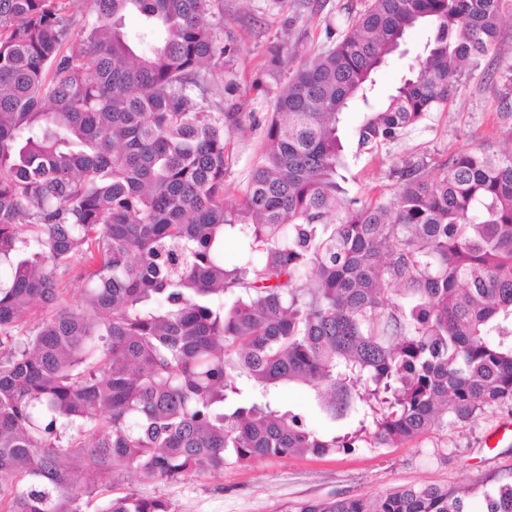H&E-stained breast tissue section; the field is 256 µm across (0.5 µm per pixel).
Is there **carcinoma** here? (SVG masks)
<instances>
[{
    "label": "carcinoma",
    "mask_w": 512,
    "mask_h": 512,
    "mask_svg": "<svg viewBox=\"0 0 512 512\" xmlns=\"http://www.w3.org/2000/svg\"><path fill=\"white\" fill-rule=\"evenodd\" d=\"M68 2L0 0V512H171L120 474L400 447L512 408V147L433 178L405 160L387 200L340 183L341 115L363 106L359 151L400 139L496 44L502 0H368L281 89L231 203L224 113L196 93L236 53L208 20L218 0H87L80 22ZM420 25L430 39L380 98L375 75ZM73 270L76 308L59 290ZM37 302L55 312L25 332ZM244 379L260 395L238 403ZM285 384L347 431L281 408ZM468 495L294 512H468ZM484 498L512 512V481Z\"/></svg>",
    "instance_id": "obj_1"
}]
</instances>
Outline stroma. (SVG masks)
Segmentation results:
<instances>
[{
	"label": "stroma",
	"instance_id": "obj_1",
	"mask_svg": "<svg viewBox=\"0 0 512 512\" xmlns=\"http://www.w3.org/2000/svg\"><path fill=\"white\" fill-rule=\"evenodd\" d=\"M367 0H223L219 31L236 45L233 74L206 76L201 97L224 112L229 164L224 186L242 197L259 161L266 123L275 98L299 62L313 58L340 35ZM430 32L411 31L408 53L395 57L377 76L386 94L407 71ZM512 62V0H503L502 24L493 49L462 81L446 109L430 114L399 141L379 153H357L353 134L362 121L360 107L341 118L349 154L343 186L348 197H390V172L403 160L426 158L430 173L448 160L480 146L490 151L512 142V118L502 119L507 93L502 72ZM512 413L496 409L398 448L361 446L325 456L267 458L248 466L228 465L188 478L145 483L127 473L124 489L166 500L171 512H290L305 501L375 496L405 486H473L470 512H482L484 491L512 480Z\"/></svg>",
	"mask_w": 512,
	"mask_h": 512
}]
</instances>
